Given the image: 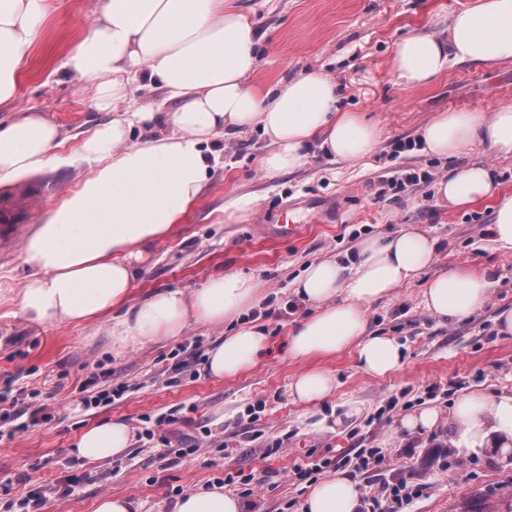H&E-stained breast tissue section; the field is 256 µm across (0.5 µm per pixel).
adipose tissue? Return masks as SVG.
Instances as JSON below:
<instances>
[{"mask_svg":"<svg viewBox=\"0 0 512 512\" xmlns=\"http://www.w3.org/2000/svg\"><path fill=\"white\" fill-rule=\"evenodd\" d=\"M47 0H0V106L16 96L24 57L43 29ZM258 39L247 16L227 0H101L99 11L64 58L70 73L91 78L92 101L110 120L80 142L78 155L90 172L38 225L22 247L31 273L16 298V314L39 326L65 321L96 322L111 316L109 341L115 355L161 339L175 338L193 324L219 325L241 316L256 301L253 278L227 272L200 287L158 291L140 300L132 292L152 246L195 209L217 162L220 135L262 128L271 148L259 166L277 174L301 165L311 144L344 161L370 154L376 125L338 107L339 86L313 72L278 82L267 90L249 86L259 66ZM512 60V0H478L457 12L447 39L414 34L402 39L393 71L404 84L424 86L453 61ZM146 67L151 83L165 90L175 107L118 111L126 100L129 75ZM64 140L61 128L30 112L0 122V183L42 171ZM425 152L451 157L481 145L512 154V107L490 119L469 111L443 112L421 130ZM495 192L491 172L463 168L438 184L452 206H465ZM436 241L402 231L370 238L358 247V261L310 264L294 292L314 308L288 334V352L307 366L296 374L293 402L321 403L336 389L325 360L353 351L365 374L383 377L399 370L404 348L396 339L368 329L367 310L433 261ZM487 274L455 271L430 279L423 304L434 316L460 321L484 306L491 293ZM259 324L236 328L207 352L214 377L241 374L266 351ZM467 448L484 445L489 432L512 444V394L474 391L459 397L450 416ZM132 429L121 420L85 428L72 452L102 462L122 459ZM361 491L345 473L315 483L303 512H358ZM243 502L214 487L179 497L172 512H243Z\"/></svg>","mask_w":512,"mask_h":512,"instance_id":"1","label":"adipose tissue"}]
</instances>
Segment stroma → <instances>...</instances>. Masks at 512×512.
Segmentation results:
<instances>
[{
  "instance_id": "obj_1",
  "label": "stroma",
  "mask_w": 512,
  "mask_h": 512,
  "mask_svg": "<svg viewBox=\"0 0 512 512\" xmlns=\"http://www.w3.org/2000/svg\"><path fill=\"white\" fill-rule=\"evenodd\" d=\"M254 23L260 66L251 86L321 72L338 84L341 109L376 125L379 138L362 161H339L310 150L292 172L268 175L258 165L269 140L261 129L218 138L220 163L197 210L143 263L134 299L152 290L187 291L224 272L239 271L258 284V300L242 322L264 325L269 349L255 365L217 379L204 368L207 348L226 333L223 325L197 324L183 336L113 357L107 321L37 326L15 317L14 300L30 269L21 248L60 201L89 173L74 160L79 139L109 115L89 97L90 78L67 73L64 55L89 24L98 0H49L44 30L30 48L16 100L0 118L40 112L66 134L58 149L66 162L17 183L0 185V206L38 189L41 206L18 224L0 223V388L18 392L17 412L31 402L47 405L49 419L16 431L0 420V512H10L27 491L75 479L73 493L48 497L42 512H93L104 494L126 495L142 512H171L176 491L215 483L227 474H254L259 485L246 497V512H302L317 480L346 471L361 488L391 471L410 476L418 493L410 512H512V459L495 440L462 450L450 424L427 433H407L402 417L423 407L448 413L473 390L512 393V334L501 314L512 311V248L488 232L497 198L453 208L437 194L440 180L470 165H489L497 197H512V156L468 147L450 158L414 149L394 154L397 139H415L439 113L469 110L491 118L512 106V60L451 62L430 84L407 87L392 71L397 43L413 33L444 39L458 11L476 0H229ZM408 173L418 182H405ZM253 198L252 210L233 224L223 208L236 197ZM296 224L294 237L275 225ZM426 233L438 242L433 263L394 288L367 312L372 332L405 347L401 369L376 378L356 365L352 351L326 361L336 392L320 412H341L358 401L363 414L336 430H314L305 406L292 403L288 385L303 362L288 356V332L311 305L293 293L311 262L344 259L360 240L400 230ZM457 269L488 273L495 285L484 307L448 323L429 313L423 289L432 277ZM125 386L120 400L86 408L82 387ZM262 405L258 419L246 413ZM176 414L178 422L147 437L146 420ZM112 419L128 422L134 442L120 462H87L70 448L85 427ZM191 438L201 449L181 457L169 444ZM374 448L379 462L362 468L358 456Z\"/></svg>"
}]
</instances>
